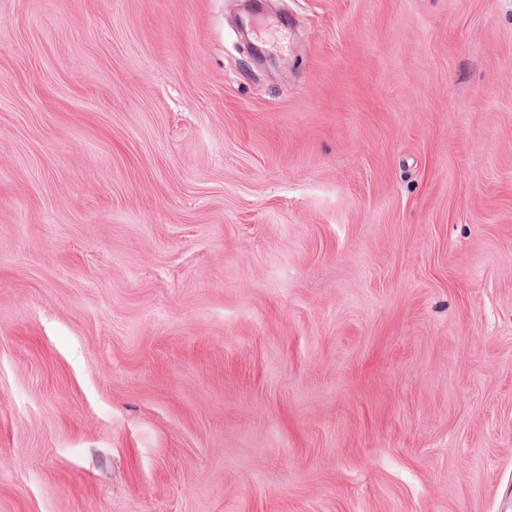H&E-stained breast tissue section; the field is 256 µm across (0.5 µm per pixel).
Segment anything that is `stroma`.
I'll use <instances>...</instances> for the list:
<instances>
[{
  "label": "stroma",
  "instance_id": "stroma-1",
  "mask_svg": "<svg viewBox=\"0 0 512 512\" xmlns=\"http://www.w3.org/2000/svg\"><path fill=\"white\" fill-rule=\"evenodd\" d=\"M0 0V512H512V0Z\"/></svg>",
  "mask_w": 512,
  "mask_h": 512
}]
</instances>
